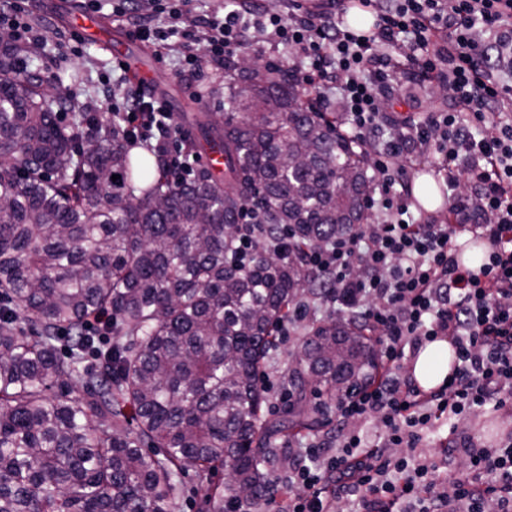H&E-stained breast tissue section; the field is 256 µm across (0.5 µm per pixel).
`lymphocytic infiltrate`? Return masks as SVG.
Segmentation results:
<instances>
[{
    "instance_id": "1",
    "label": "lymphocytic infiltrate",
    "mask_w": 512,
    "mask_h": 512,
    "mask_svg": "<svg viewBox=\"0 0 512 512\" xmlns=\"http://www.w3.org/2000/svg\"><path fill=\"white\" fill-rule=\"evenodd\" d=\"M143 2L113 0L112 12L158 52H177L187 81L205 65L193 52L196 39L220 67L259 32L289 52L292 75L317 92L316 107L341 102L355 142L368 147L374 133L386 135L372 167L379 196L369 201L381 222L306 254L316 295L295 302L282 329L290 335L324 304L378 329L391 371L340 398L337 411L345 420L376 418L383 432L373 441L340 429L332 446L289 444L284 512H334L340 501L355 512H486L491 501L512 512V436L493 445L450 438L449 452L467 456V473L448 491L434 479L436 462L417 452L439 422L512 404V0H365L375 16L367 36L340 22L345 0H314L302 11L282 0L272 14L234 0L224 18L202 17L196 34L177 26L189 0H154L149 17ZM401 68L411 83L447 87V108L383 115L382 97ZM122 108L135 118L139 142L183 135L144 90ZM430 154L446 174L449 224L414 217L411 183L395 167L399 157ZM461 234L489 240L479 267L460 265L453 243ZM438 338L452 343L458 363L442 386L424 392L402 367L408 353Z\"/></svg>"
}]
</instances>
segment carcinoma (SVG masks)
<instances>
[{"label":"carcinoma","mask_w":512,"mask_h":512,"mask_svg":"<svg viewBox=\"0 0 512 512\" xmlns=\"http://www.w3.org/2000/svg\"><path fill=\"white\" fill-rule=\"evenodd\" d=\"M22 53L0 40V512H171L187 468L228 469L197 489L207 512H251L288 466V432L314 429L306 388L328 404L372 365L362 326L325 321L294 354L292 407L262 412L275 329L314 295L302 257L368 220V155L288 74L227 59L229 115L195 117L224 169L179 180L133 153L123 114L63 123L74 98ZM248 207L264 234L242 266ZM103 311L112 324L91 330Z\"/></svg>","instance_id":"1"}]
</instances>
